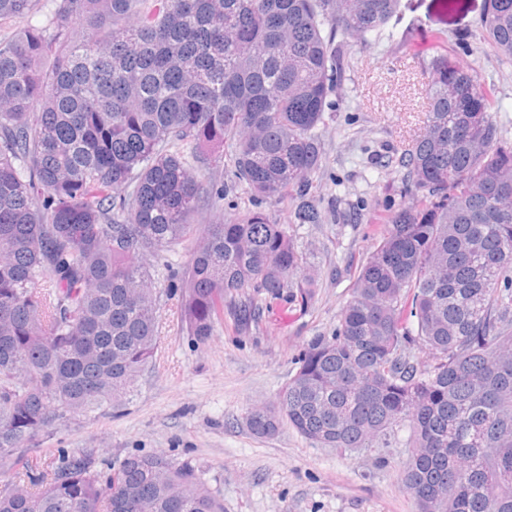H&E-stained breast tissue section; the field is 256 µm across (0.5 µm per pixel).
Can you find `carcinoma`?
I'll return each mask as SVG.
<instances>
[{
  "mask_svg": "<svg viewBox=\"0 0 512 512\" xmlns=\"http://www.w3.org/2000/svg\"><path fill=\"white\" fill-rule=\"evenodd\" d=\"M37 2L0 0V28L18 26L0 37V468L21 466L0 512H224L162 453L27 450L120 405L153 364L161 252L191 244L177 310L198 344L226 303L257 325L260 294L311 300L288 225L326 220L312 189L342 38L377 36L400 0ZM480 21L512 62V0H483ZM428 71L424 129L399 159L411 203L335 334L245 423L336 449L406 429L416 512H512V142L474 71L446 55ZM228 166L254 208L226 219ZM268 201L291 203L288 223Z\"/></svg>",
  "mask_w": 512,
  "mask_h": 512,
  "instance_id": "carcinoma-1",
  "label": "carcinoma"
}]
</instances>
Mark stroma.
Wrapping results in <instances>:
<instances>
[{"label": "stroma", "mask_w": 512, "mask_h": 512, "mask_svg": "<svg viewBox=\"0 0 512 512\" xmlns=\"http://www.w3.org/2000/svg\"><path fill=\"white\" fill-rule=\"evenodd\" d=\"M430 0H401L380 37L349 38V67L321 130L324 166L316 201L329 216L291 231L309 250L319 282L308 305L263 298L259 325L240 329L232 314L203 345L165 315L155 365L125 402L56 429L34 455L89 444L120 462L162 453L194 468L218 489L224 512H415L399 484L408 434L387 448H321L288 426L272 437L252 434L244 417L276 402L311 340L336 332L358 272L376 246L386 217L411 196L393 160L424 127L421 73L437 55L469 66L490 87L497 118L512 132V64L483 42L482 0L443 17Z\"/></svg>", "instance_id": "stroma-1"}]
</instances>
